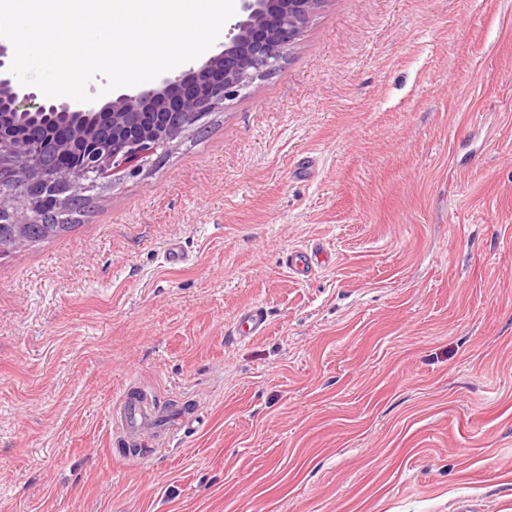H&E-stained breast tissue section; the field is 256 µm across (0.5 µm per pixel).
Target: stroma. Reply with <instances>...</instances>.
I'll list each match as a JSON object with an SVG mask.
<instances>
[{
	"label": "stroma",
	"mask_w": 512,
	"mask_h": 512,
	"mask_svg": "<svg viewBox=\"0 0 512 512\" xmlns=\"http://www.w3.org/2000/svg\"><path fill=\"white\" fill-rule=\"evenodd\" d=\"M132 381L204 429L118 457ZM0 512H512V0H322L274 75L0 255ZM330 261V255L321 246L310 249L295 250L288 253L286 267L288 272L296 277H309L319 265H326ZM266 327V312L260 306H252L240 313L235 331L239 339L250 340L260 336L266 330Z\"/></svg>",
	"instance_id": "stroma-1"
}]
</instances>
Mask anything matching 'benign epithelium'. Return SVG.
I'll return each instance as SVG.
<instances>
[{
	"label": "benign epithelium",
	"instance_id": "7a95c632",
	"mask_svg": "<svg viewBox=\"0 0 512 512\" xmlns=\"http://www.w3.org/2000/svg\"><path fill=\"white\" fill-rule=\"evenodd\" d=\"M224 42L207 59L150 88L103 102L41 99L9 71L0 40V254L26 244L24 225L72 208L108 178L160 161L171 144L224 101L276 72L321 0H239Z\"/></svg>",
	"mask_w": 512,
	"mask_h": 512
}]
</instances>
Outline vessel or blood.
Instances as JSON below:
<instances>
[{
  "label": "vessel or blood",
  "mask_w": 512,
  "mask_h": 512,
  "mask_svg": "<svg viewBox=\"0 0 512 512\" xmlns=\"http://www.w3.org/2000/svg\"><path fill=\"white\" fill-rule=\"evenodd\" d=\"M329 261L323 247L314 246L289 252L286 266L290 274L307 277ZM266 327L265 311L262 307L252 306L240 313L235 331L239 339L249 340L261 335ZM112 414L124 438L138 445V455L142 458L151 454V442L191 429L194 423L186 414L156 405L134 383L129 384L114 402Z\"/></svg>",
  "instance_id": "vessel-or-blood-1"
}]
</instances>
